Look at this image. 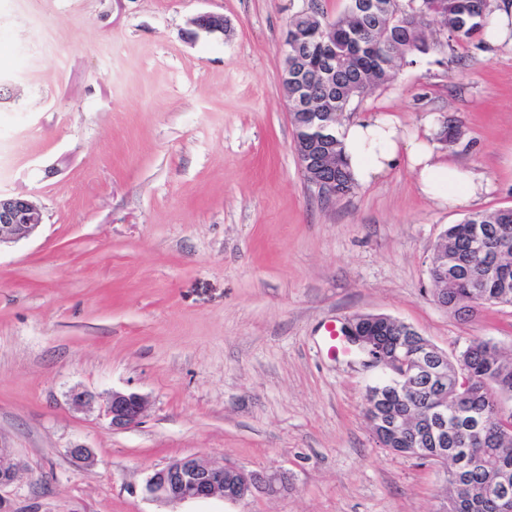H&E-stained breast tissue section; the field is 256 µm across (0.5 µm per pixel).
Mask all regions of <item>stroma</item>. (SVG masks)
Masks as SVG:
<instances>
[{"label": "stroma", "mask_w": 512, "mask_h": 512, "mask_svg": "<svg viewBox=\"0 0 512 512\" xmlns=\"http://www.w3.org/2000/svg\"><path fill=\"white\" fill-rule=\"evenodd\" d=\"M308 3L0 0V191L44 214L0 246L11 512H439L443 470L371 431L384 371L329 354L325 327L384 314L451 356L476 340L512 355L511 305L457 317L428 275L448 225L512 207V47L418 56L347 111L454 121L447 150L486 193L442 209L402 169L323 203L281 87ZM206 12L223 34L193 33ZM116 391L145 398L137 426L112 429ZM190 455L287 487L236 503L146 493Z\"/></svg>", "instance_id": "obj_1"}]
</instances>
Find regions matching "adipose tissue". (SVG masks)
<instances>
[{"label":"adipose tissue","instance_id":"obj_1","mask_svg":"<svg viewBox=\"0 0 512 512\" xmlns=\"http://www.w3.org/2000/svg\"><path fill=\"white\" fill-rule=\"evenodd\" d=\"M437 133V126L429 118L422 128L410 130L394 116L376 114L343 120L338 138L356 184L370 185L379 176L403 167L414 174L420 193L435 205H468L486 192L487 181L448 161Z\"/></svg>","mask_w":512,"mask_h":512}]
</instances>
